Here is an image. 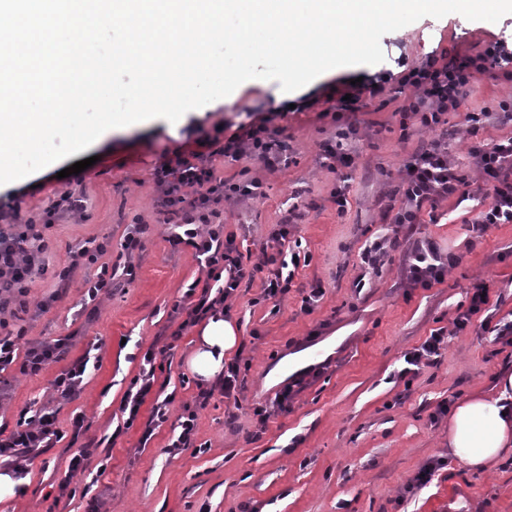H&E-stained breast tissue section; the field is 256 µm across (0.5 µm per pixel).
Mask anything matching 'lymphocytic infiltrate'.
Wrapping results in <instances>:
<instances>
[{"instance_id": "f902f5d3", "label": "lymphocytic infiltrate", "mask_w": 512, "mask_h": 512, "mask_svg": "<svg viewBox=\"0 0 512 512\" xmlns=\"http://www.w3.org/2000/svg\"><path fill=\"white\" fill-rule=\"evenodd\" d=\"M512 63V43L501 38L489 43L483 51L446 64L435 58L411 68L402 78V85L415 88L416 93L401 108L402 118H415L419 127L432 130L445 123L451 112H462L469 89L476 75ZM463 123L469 134L475 136L480 125L489 116L488 111L462 112ZM286 150L285 144L274 139L267 122L250 124L242 135L228 138L224 143L225 155L249 156L266 169L280 167ZM468 153L487 187L490 202L481 208L469 225L471 232L484 234L490 225L512 224V136L493 143L471 142ZM154 179L162 192L160 206L164 214L173 216L168 240L173 245L191 247L193 255L206 271L202 284H189L174 311L182 315V328L197 325L216 313H229L231 301L243 281L261 278L263 298H282L291 289L295 275L293 253L283 252L292 226L288 223L274 225L269 239L276 251L261 250L252 264H244L236 244L235 234L225 232L217 224V207L229 199H258L262 183L253 178L248 182H228L215 178L211 168L204 163H194L182 154L167 159L157 167ZM469 183L462 178L445 144L434 141L411 154L401 171V204L392 217L395 228L418 223L419 214L427 204L451 198L469 197ZM56 216L47 213L43 223L22 220L18 207L0 210V372L18 366L21 374L37 375L50 365L65 362V369L54 379L53 389L59 398L68 400L80 392L91 362L90 355L68 360V339L32 343L26 351H19L17 339L24 336V329H11L4 319V312H28L29 296L37 278L49 264L50 238L47 234ZM112 251L111 237H103L94 247H81L71 252L66 266L57 276L58 289L66 287L74 269L81 265L99 264L96 280L86 283L85 297L97 302L110 294L119 276L133 277L132 264L112 265L105 258ZM457 262L451 254H442L436 244L428 239L415 241L408 253L409 281L424 288L441 282L445 272ZM490 288L479 282L473 287L470 302L465 310L457 311L450 328H440L418 347L406 352L404 367L399 378L418 376L420 371L434 365L449 336L463 334L472 325L502 340L512 335V321L492 323L488 311ZM58 296L50 294L36 308L47 312ZM156 350L148 348L143 356L138 377L132 388L124 394L120 410L125 414V426H132L145 401H152V417L165 420L172 396L153 399L156 383ZM57 427L56 410L46 408L31 416L20 417L17 428L8 437H0V457H15L33 448H46L61 440Z\"/></svg>"}]
</instances>
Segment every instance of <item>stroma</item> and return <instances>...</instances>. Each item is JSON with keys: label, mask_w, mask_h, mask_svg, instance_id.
I'll list each match as a JSON object with an SVG mask.
<instances>
[{"label": "stroma", "mask_w": 512, "mask_h": 512, "mask_svg": "<svg viewBox=\"0 0 512 512\" xmlns=\"http://www.w3.org/2000/svg\"><path fill=\"white\" fill-rule=\"evenodd\" d=\"M510 36L512 13L495 23L455 13L426 16L382 37L379 65L335 68L298 89V98L314 99L311 108H286L279 82L262 80L215 107L188 113L183 124L154 118L115 129L22 184L0 189L1 206L19 205L22 216L37 222L61 193L85 195L83 220L65 218L49 231L53 267L65 263L70 250L104 236L112 239L113 262H121L127 225L150 227L133 259L134 281L113 289L98 310L84 304L85 283L98 268L81 266L48 312L26 320V341L67 336L70 357L89 353L98 363L80 395L59 406L62 440L25 462L18 474L21 493L0 500V512H88L94 500L103 512H449L459 498L462 512H512V456L487 471L463 467L449 456L448 418L437 412L444 403L494 396L497 374L512 368V346L489 342L475 326L450 337L438 364L421 370L412 384L397 376L404 353L448 326L457 309L468 306L476 283L489 285L495 317L512 319V224L491 225L480 237L470 232L484 194L467 154L470 138L491 143L511 135L512 125L492 117L476 136L459 132L450 150L474 197L424 206L410 230L457 256L443 282L412 287L399 247L377 266L361 261L400 205V167L437 137L402 129V77L427 57L444 63L473 56ZM379 70L391 73V81L381 93L363 91L359 111L349 117L358 134L348 144L350 205L340 214L333 199L337 175L330 149L337 124L331 111L341 82ZM511 91L503 71L477 76L463 111L493 114ZM264 119L288 147L285 165L269 171L250 157H225L226 137ZM176 152L200 154L224 180L261 178L262 199L218 207L243 254L258 256L273 225L291 213L296 227L290 238L307 261L286 298L262 300L256 282L233 299L236 352L250 365L245 389L238 402L217 396L199 409L192 447L174 454L167 445L199 391L189 365L198 327L182 331L172 358L156 359V377L175 400L150 440L142 438L150 405L127 428L120 404L147 348L167 344L179 329L173 308L203 274L191 248L169 242L158 205L154 170ZM87 158L92 166L62 177L63 169ZM316 284L324 294L303 312L301 291ZM60 370L56 363L36 376L0 373V429L14 428L23 410L54 401L52 381ZM287 385L295 393L289 411L271 416L260 438H253L254 407ZM76 413L84 416L85 431L75 443L93 444L97 452L89 472L71 477L68 436ZM441 457L447 467L430 484L413 487L419 468Z\"/></svg>", "instance_id": "1"}]
</instances>
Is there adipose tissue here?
<instances>
[{
    "mask_svg": "<svg viewBox=\"0 0 512 512\" xmlns=\"http://www.w3.org/2000/svg\"><path fill=\"white\" fill-rule=\"evenodd\" d=\"M238 344L233 319L218 314L200 330L190 366L200 382L217 379ZM497 397L474 396L457 405L448 422V449L466 468L486 469L512 454V371L496 382Z\"/></svg>",
    "mask_w": 512,
    "mask_h": 512,
    "instance_id": "obj_1",
    "label": "adipose tissue"
}]
</instances>
